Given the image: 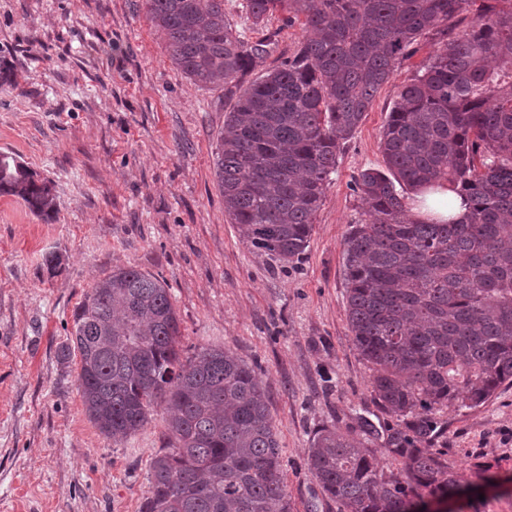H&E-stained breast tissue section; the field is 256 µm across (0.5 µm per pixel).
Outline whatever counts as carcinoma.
Instances as JSON below:
<instances>
[{"label": "carcinoma", "mask_w": 512, "mask_h": 512, "mask_svg": "<svg viewBox=\"0 0 512 512\" xmlns=\"http://www.w3.org/2000/svg\"><path fill=\"white\" fill-rule=\"evenodd\" d=\"M172 64L201 86L224 85L232 108L214 173L224 212L250 246L288 261L308 247L341 146L417 38L439 49L389 113L386 169L355 177L366 219L344 238L346 314L387 416L311 440L308 470L340 512H408L451 497L460 481L436 448L448 406L484 404L512 384V0H246L252 29L269 15L302 20L293 54L244 84L275 48L246 37L224 0H145ZM465 194L460 222L408 214L396 186ZM0 194L54 217L52 185L0 153ZM180 321L156 277L118 268L73 312L67 359L80 356L91 422L122 440L164 406L170 451L151 464L140 512H291L281 447L255 370L223 348L181 359ZM383 452L400 465L387 475Z\"/></svg>", "instance_id": "1"}]
</instances>
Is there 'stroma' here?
Instances as JSON below:
<instances>
[{
	"label": "stroma",
	"mask_w": 512,
	"mask_h": 512,
	"mask_svg": "<svg viewBox=\"0 0 512 512\" xmlns=\"http://www.w3.org/2000/svg\"><path fill=\"white\" fill-rule=\"evenodd\" d=\"M435 50L420 40L341 149L310 242L284 262L224 214L214 174L229 105L172 64L143 0H0V153L51 182L56 215L0 195V512H140L165 414L112 441L89 420L79 359H62L94 282L133 267L159 277L183 356L227 348L261 381L293 512H338L307 467L325 425L382 421L345 306L344 238L364 203L354 178L384 168L380 141L401 87ZM61 257L49 273L46 254ZM441 440L466 496L454 512H512V385L448 408Z\"/></svg>",
	"instance_id": "stroma-1"
}]
</instances>
